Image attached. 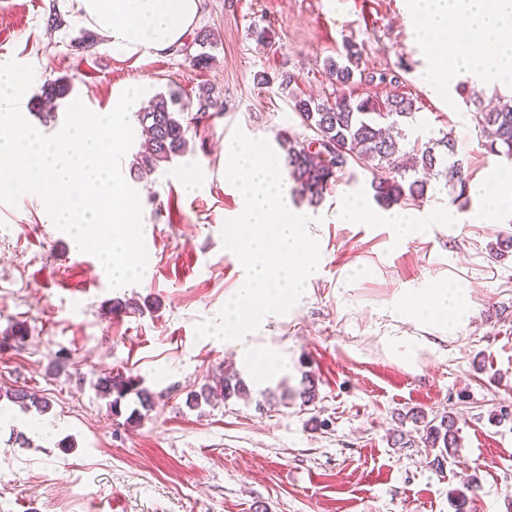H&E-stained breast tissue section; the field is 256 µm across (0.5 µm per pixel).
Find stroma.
Instances as JSON below:
<instances>
[{"label": "stroma", "mask_w": 512, "mask_h": 512, "mask_svg": "<svg viewBox=\"0 0 512 512\" xmlns=\"http://www.w3.org/2000/svg\"><path fill=\"white\" fill-rule=\"evenodd\" d=\"M410 0H201L196 30L212 34L215 61L191 69L199 53L128 57L77 19L73 0H0V62L32 65L41 80L72 77L70 100L54 113L26 112L52 135L71 100L91 111L111 108L137 85L139 104L158 92L196 99L200 87L223 101L221 114L192 126L188 150L147 177L133 168L138 145L120 162L140 193L147 264L140 283L108 287L99 260L77 251L36 196L0 203V337L25 329L23 345L0 349V386L38 391L46 414L0 403V512H92L116 500L119 512H456L453 492L474 480L473 512H512V196L498 216L476 221L482 198L455 197L430 180L408 202L416 231L396 240L391 225L340 224L343 203L375 207L371 168L350 162L346 173L310 208V233L320 243V274L290 311L267 316L253 347L282 354L287 371L250 384L244 398L188 408L192 392L232 367L248 377L237 346L195 335L218 319L242 275L225 249L223 228L239 209L222 154L235 130L277 147L281 133L309 137L292 107L294 96H329L328 58L354 43L362 80L357 97L384 99L391 90L413 98L406 147L443 134L470 181L490 166L491 153L474 115L512 97V82L461 75L464 90L430 89L421 79L433 63L406 20ZM62 26H54L53 17ZM267 29L258 43L253 28ZM399 76L398 86L378 81ZM293 73L287 90L258 84L259 73ZM197 188L184 194L181 175ZM455 208L458 221L429 215ZM457 281L470 291L464 323L451 335L398 318L392 301L417 288ZM130 308L114 309L115 301ZM387 336H422L429 349L403 360ZM64 370L51 364L59 349ZM137 377L156 393L140 424L111 415L95 384L106 373ZM312 375L317 397L268 399L287 381L300 389ZM453 415L460 446L443 468L432 464L422 421Z\"/></svg>", "instance_id": "obj_1"}]
</instances>
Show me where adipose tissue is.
I'll use <instances>...</instances> for the list:
<instances>
[{"label":"adipose tissue","mask_w":512,"mask_h":512,"mask_svg":"<svg viewBox=\"0 0 512 512\" xmlns=\"http://www.w3.org/2000/svg\"><path fill=\"white\" fill-rule=\"evenodd\" d=\"M201 0H76L79 20L133 56L173 53L197 20ZM410 22L436 59L426 83L451 84L463 71L512 80V0H411ZM400 318L454 332L467 313L466 291L451 284L398 297Z\"/></svg>","instance_id":"ef3b65f1"}]
</instances>
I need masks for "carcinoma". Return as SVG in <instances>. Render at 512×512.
Segmentation results:
<instances>
[{
	"label": "carcinoma",
	"mask_w": 512,
	"mask_h": 512,
	"mask_svg": "<svg viewBox=\"0 0 512 512\" xmlns=\"http://www.w3.org/2000/svg\"><path fill=\"white\" fill-rule=\"evenodd\" d=\"M358 68V53L347 46L345 54L330 58L325 64L326 74L336 86V96L321 102L310 96L294 98L293 110L301 125L311 130L313 136L300 141L284 133L279 139L285 168L294 182L293 193L314 205L320 204L338 175L347 170L350 161L358 159L372 162L371 188L374 199L384 208L418 200L432 178H444L452 188L458 189V196L465 195L468 176L463 163L454 159L451 134H444L428 146L414 148L410 154L403 151L402 141L406 134L402 126L414 118L413 100L401 93H393L380 103L346 93L345 89L356 83ZM71 92L68 79L49 80L32 109L52 107L67 99ZM186 109L187 104L175 94L157 93L135 113L143 138L136 154L139 171L151 174L174 157L183 155L188 146L190 125L209 116V110H222L224 106L206 96L199 99V109L194 116L186 117ZM475 121L488 134L489 150L512 161V99L500 102L488 112L476 113ZM95 387L100 394L111 398L109 408L114 416L122 414L124 401L132 400L134 407L126 417L128 424L139 422L143 412L152 410L155 405V394L130 376L109 373L99 377ZM248 392V386L238 373L227 368L222 380L203 386L200 392L191 394L186 403L197 407L203 402L210 404L217 398L242 397ZM294 394L306 403L315 400L313 376L304 375L302 388L297 392L286 388L271 397L286 400ZM3 398L41 413L49 409L47 400L25 389H0V400ZM425 428L428 447L447 455L459 447L453 416H443L437 425L431 420Z\"/></svg>",
	"instance_id": "obj_1"
}]
</instances>
